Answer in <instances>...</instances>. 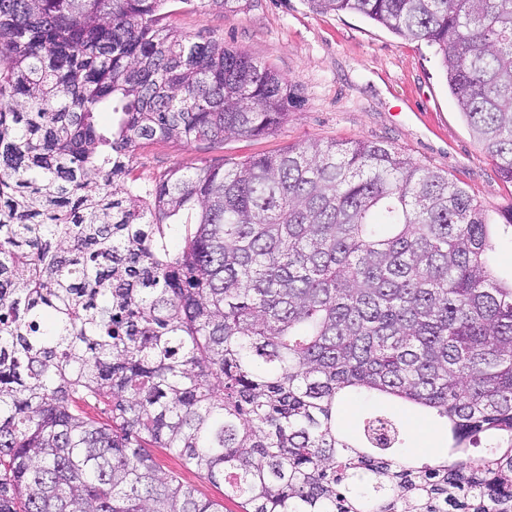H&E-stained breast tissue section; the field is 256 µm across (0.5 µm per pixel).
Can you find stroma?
<instances>
[{
    "instance_id": "stroma-1",
    "label": "stroma",
    "mask_w": 512,
    "mask_h": 512,
    "mask_svg": "<svg viewBox=\"0 0 512 512\" xmlns=\"http://www.w3.org/2000/svg\"><path fill=\"white\" fill-rule=\"evenodd\" d=\"M165 25L176 35L218 39L288 79L296 100L277 132L230 137L208 148L175 140L141 144L127 183L143 185L177 165L230 164L301 143L368 140L391 145L417 165L447 175L502 224L512 207L503 179L473 138L448 92L441 60L424 42L396 36L355 13L316 11L310 0H240L237 11L170 0ZM395 415L407 429V454L417 464L442 453V428L396 402L375 405L343 395L337 413L358 438L364 417Z\"/></svg>"
}]
</instances>
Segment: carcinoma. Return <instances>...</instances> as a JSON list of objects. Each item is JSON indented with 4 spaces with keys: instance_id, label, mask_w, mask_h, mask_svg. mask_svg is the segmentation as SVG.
Returning <instances> with one entry per match:
<instances>
[{
    "instance_id": "cac0c4a2",
    "label": "carcinoma",
    "mask_w": 512,
    "mask_h": 512,
    "mask_svg": "<svg viewBox=\"0 0 512 512\" xmlns=\"http://www.w3.org/2000/svg\"><path fill=\"white\" fill-rule=\"evenodd\" d=\"M168 0H0V512H512V280L448 177L368 141L175 166L133 203L145 141L277 131L293 97ZM443 58L512 182V0H312ZM115 115L104 133L96 113ZM384 394L445 421V459L398 456ZM485 455L469 449L480 437ZM153 454L163 472H174L189 487L195 490L199 497L224 500V486L215 487L208 481L200 478L193 470L182 465L181 461L172 454L154 448Z\"/></svg>"
}]
</instances>
